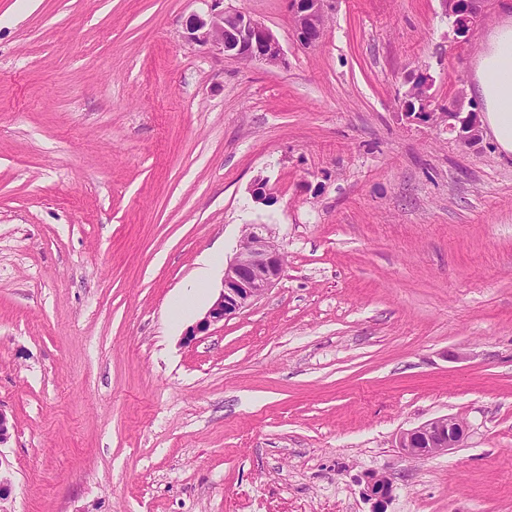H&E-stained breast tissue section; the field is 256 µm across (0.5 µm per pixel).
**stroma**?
Masks as SVG:
<instances>
[{
  "label": "stroma",
  "instance_id": "stroma-1",
  "mask_svg": "<svg viewBox=\"0 0 512 512\" xmlns=\"http://www.w3.org/2000/svg\"><path fill=\"white\" fill-rule=\"evenodd\" d=\"M212 0H0V512H512V156L401 115L466 90L438 0H224L286 62L187 41ZM264 182L267 201L256 200ZM272 237L282 278L189 336L199 258ZM463 444L408 458L444 415ZM297 41L304 47L318 43L325 31L332 0H286ZM467 424L458 416H442L403 431L397 447L409 458H429L462 444ZM364 483V494L367 501L372 503V512H384L393 489L391 478L376 472H369L364 475Z\"/></svg>",
  "mask_w": 512,
  "mask_h": 512
}]
</instances>
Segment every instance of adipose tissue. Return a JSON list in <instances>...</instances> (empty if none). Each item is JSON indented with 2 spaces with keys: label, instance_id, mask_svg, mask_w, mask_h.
<instances>
[{
  "label": "adipose tissue",
  "instance_id": "adipose-tissue-1",
  "mask_svg": "<svg viewBox=\"0 0 512 512\" xmlns=\"http://www.w3.org/2000/svg\"><path fill=\"white\" fill-rule=\"evenodd\" d=\"M473 88L489 134L499 150L512 154V23L503 22L490 34L476 61Z\"/></svg>",
  "mask_w": 512,
  "mask_h": 512
}]
</instances>
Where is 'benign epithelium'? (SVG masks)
<instances>
[{
	"instance_id": "benign-epithelium-1",
	"label": "benign epithelium",
	"mask_w": 512,
	"mask_h": 512,
	"mask_svg": "<svg viewBox=\"0 0 512 512\" xmlns=\"http://www.w3.org/2000/svg\"><path fill=\"white\" fill-rule=\"evenodd\" d=\"M294 21L297 41L304 47L318 43L325 31L332 0H286ZM442 14L451 21L452 30L461 41L469 40L483 21L486 0H439ZM223 0H212L210 11L194 14L186 24L185 38L238 61L284 62L283 48L264 24L244 9L222 10ZM432 79L415 81L402 99L404 115L431 125H445L457 144L471 148L481 140V128L475 107L464 109L458 96L446 105L434 103ZM284 257L271 239L250 231L224 269L223 288L193 328L190 336L251 306L282 277ZM467 435V424L457 416L428 420L402 432L397 447L409 458H429L456 448ZM364 494L372 503V512H384L393 489L391 478L376 472L364 475Z\"/></svg>"
}]
</instances>
